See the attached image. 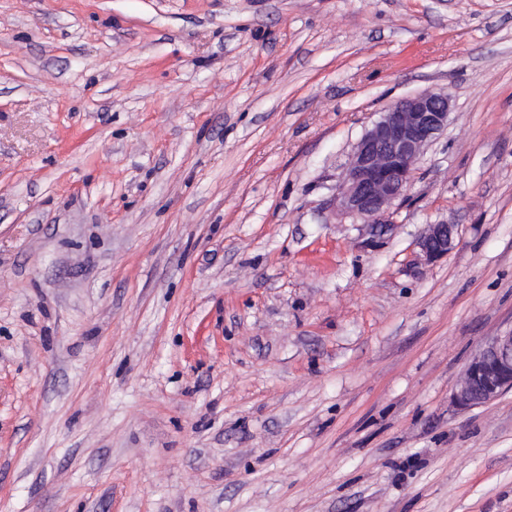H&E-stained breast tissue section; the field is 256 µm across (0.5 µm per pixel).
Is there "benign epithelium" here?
I'll return each instance as SVG.
<instances>
[{"mask_svg": "<svg viewBox=\"0 0 512 512\" xmlns=\"http://www.w3.org/2000/svg\"><path fill=\"white\" fill-rule=\"evenodd\" d=\"M447 96L422 91L385 108L356 143L337 187L341 211L366 223L365 245L374 246L390 228L388 214L413 182L414 164L448 128ZM454 246V226L430 224L417 241L419 256L434 263ZM512 390V329L491 337L463 370L453 405L470 409Z\"/></svg>", "mask_w": 512, "mask_h": 512, "instance_id": "benign-epithelium-1", "label": "benign epithelium"}]
</instances>
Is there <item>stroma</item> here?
<instances>
[{
    "label": "stroma",
    "mask_w": 512,
    "mask_h": 512,
    "mask_svg": "<svg viewBox=\"0 0 512 512\" xmlns=\"http://www.w3.org/2000/svg\"><path fill=\"white\" fill-rule=\"evenodd\" d=\"M511 327L512 0H0V512H512V390L451 404ZM447 96L422 91L385 108L356 143L337 187L341 211L363 220L374 246L390 228L389 211L413 182L414 164L448 128ZM452 224H430L417 241L419 256L425 263H434L448 255L454 246Z\"/></svg>",
    "instance_id": "obj_1"
}]
</instances>
